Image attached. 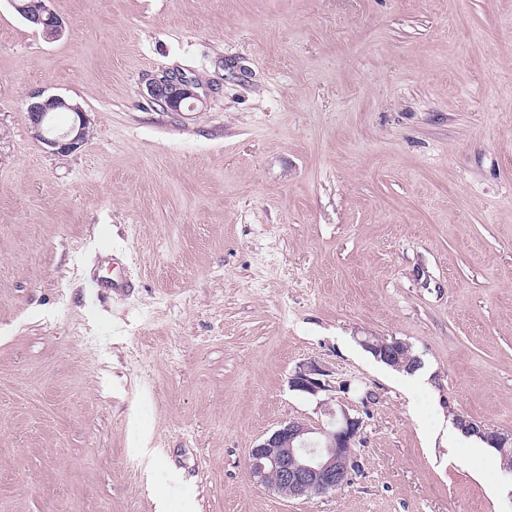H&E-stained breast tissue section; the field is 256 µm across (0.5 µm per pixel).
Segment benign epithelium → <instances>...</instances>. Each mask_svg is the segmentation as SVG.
Wrapping results in <instances>:
<instances>
[{
  "mask_svg": "<svg viewBox=\"0 0 512 512\" xmlns=\"http://www.w3.org/2000/svg\"><path fill=\"white\" fill-rule=\"evenodd\" d=\"M34 27L42 28L48 39L60 37L65 29L63 22L50 7V0H41V11L26 15ZM147 90L152 99L162 102L168 109L178 112L187 99L199 98L195 86L185 77L165 83L153 80ZM68 108L74 111L73 123L64 131L43 143L56 154H69L85 142L88 119L85 112L67 103L61 96H45L41 91L29 95L26 119L31 128L38 130L49 113ZM376 337L366 336L361 344L388 366L404 368L412 373L420 366L417 356L409 357L410 346L396 338H387L377 345ZM327 371L322 365L310 360L297 366L290 378V386L300 392L316 396L328 390ZM459 426L468 435H474L494 446L500 453L512 447V435L491 432L484 426L464 419ZM363 430L362 418L340 408L336 422L327 429L314 427L300 420L283 424L271 435L258 442L249 451L248 468L251 479L274 490L287 499L323 495L340 488L351 478V462L358 461L357 445Z\"/></svg>",
  "mask_w": 512,
  "mask_h": 512,
  "instance_id": "benign-epithelium-1",
  "label": "benign epithelium"
}]
</instances>
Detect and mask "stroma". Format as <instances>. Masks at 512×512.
Returning <instances> with one entry per match:
<instances>
[{
  "mask_svg": "<svg viewBox=\"0 0 512 512\" xmlns=\"http://www.w3.org/2000/svg\"><path fill=\"white\" fill-rule=\"evenodd\" d=\"M51 7L48 41L0 0V512H512L457 423L512 434V0ZM176 66L201 88L165 112ZM34 90L80 149L34 138ZM327 406L364 421L350 484H255ZM29 102L26 107V119L31 128L39 130L44 123L49 112L59 108H69L74 111L75 119L73 123L64 131L57 133L52 138H40L34 134V138L48 146L53 153L69 154L78 150L85 142V133L88 127V119L85 112L79 108L67 103V100L61 96H44L42 91H35L29 95ZM67 109H59L58 112H72ZM39 132V131H38ZM87 137V133H86ZM43 140V142H42ZM385 338V343L378 346L375 343L376 339ZM361 344L364 348L375 356L378 360L385 363L388 366H392L395 368H405L406 370H398L412 373L415 372L420 366V360L416 355H412V357L406 356L409 351H411L410 346L396 338H386L380 336H364L361 339ZM373 353H372V352ZM404 360V361H403ZM327 375L319 362L310 360L297 366L290 378V386L294 390L315 396L329 390L328 380L324 378Z\"/></svg>",
  "mask_w": 512,
  "mask_h": 512,
  "instance_id": "obj_1",
  "label": "stroma"
}]
</instances>
